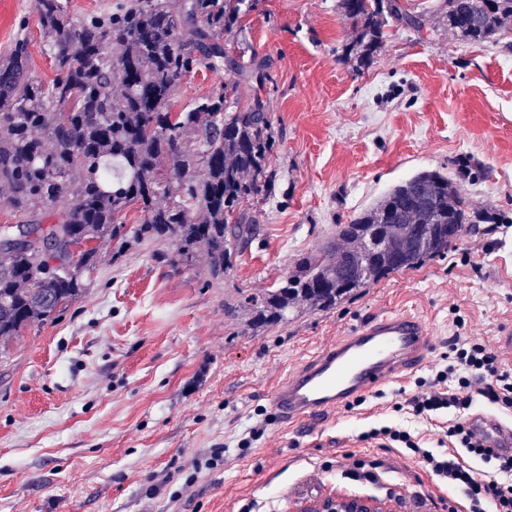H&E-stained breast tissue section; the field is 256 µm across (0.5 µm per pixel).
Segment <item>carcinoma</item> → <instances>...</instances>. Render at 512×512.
<instances>
[{"label":"carcinoma","mask_w":512,"mask_h":512,"mask_svg":"<svg viewBox=\"0 0 512 512\" xmlns=\"http://www.w3.org/2000/svg\"><path fill=\"white\" fill-rule=\"evenodd\" d=\"M257 0H126L114 11L74 22L62 0H36L41 35L55 78L28 72L29 44L17 34L0 55V186L6 206L35 237L0 246V345L63 311L89 286L100 251L125 236L123 213L142 214L138 239L170 238L183 260L202 251L211 276L254 236L246 205L267 194L275 143L263 61L236 55ZM356 34L355 69L374 62L393 21L421 32L422 18L399 0H337ZM442 20L469 42H486L512 22V0H444ZM204 68L228 70L253 86L238 106L223 85L193 107L173 110L182 78ZM76 205L65 204L67 198ZM498 213L472 211L455 183L422 171L394 185L336 236L301 258L295 270L241 305L258 326L306 308L326 311L392 274L448 250V225L504 224ZM43 238L57 255L44 254ZM89 248L78 258L73 245Z\"/></svg>","instance_id":"1"}]
</instances>
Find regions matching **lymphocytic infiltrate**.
Segmentation results:
<instances>
[{"label":"lymphocytic infiltrate","mask_w":512,"mask_h":512,"mask_svg":"<svg viewBox=\"0 0 512 512\" xmlns=\"http://www.w3.org/2000/svg\"><path fill=\"white\" fill-rule=\"evenodd\" d=\"M448 362L439 370L426 392L411 401L415 416L429 419L451 411L445 436L447 452L436 454L422 448L409 431L374 428L362 440H386L411 450L443 483L462 494L465 512H512V457H502L476 441L470 431L469 412L477 402L502 410L512 409V370L481 341L469 336H452ZM486 464L475 472L471 462Z\"/></svg>","instance_id":"lymphocytic-infiltrate-1"}]
</instances>
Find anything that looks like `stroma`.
<instances>
[{
    "instance_id": "1",
    "label": "stroma",
    "mask_w": 512,
    "mask_h": 512,
    "mask_svg": "<svg viewBox=\"0 0 512 512\" xmlns=\"http://www.w3.org/2000/svg\"><path fill=\"white\" fill-rule=\"evenodd\" d=\"M400 3L424 29L390 26L358 71L336 0H258L245 34L271 75L275 145L269 194L248 209L256 236L220 280L204 256L175 262L172 239L112 242L81 297L0 352V512H295L336 494L448 512L447 487L409 450L359 436L401 425L438 449L445 419L410 410L419 381L443 368L455 331L492 349L512 332V24L467 42L443 25L442 0ZM34 17L35 0H0V52L28 19V70L47 83L55 72ZM233 83L248 101L235 74L191 72L174 106ZM425 170L508 223L467 225L447 254L332 309L251 325L243 295L276 287L338 225ZM401 309L433 339L420 368L319 425L279 423V376L362 319ZM216 448L223 462L206 466ZM352 457L372 479L350 475Z\"/></svg>"
}]
</instances>
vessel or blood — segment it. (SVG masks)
<instances>
[{"label":"vessel or blood","mask_w":512,"mask_h":512,"mask_svg":"<svg viewBox=\"0 0 512 512\" xmlns=\"http://www.w3.org/2000/svg\"><path fill=\"white\" fill-rule=\"evenodd\" d=\"M430 346L422 318L397 311L376 315L276 381L271 388L273 406L285 425L314 424L333 409L404 379L423 364ZM470 425L486 447L512 456V425L481 413Z\"/></svg>","instance_id":"vessel-or-blood-1"}]
</instances>
